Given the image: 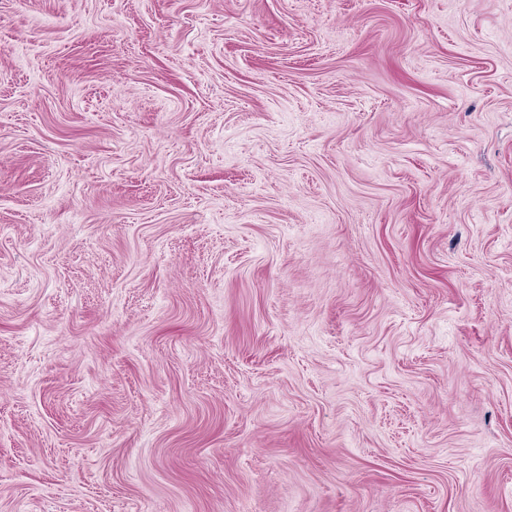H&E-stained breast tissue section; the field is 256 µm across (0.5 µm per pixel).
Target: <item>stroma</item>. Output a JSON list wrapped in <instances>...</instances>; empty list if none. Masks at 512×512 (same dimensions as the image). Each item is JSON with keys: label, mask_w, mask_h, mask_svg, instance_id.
Returning a JSON list of instances; mask_svg holds the SVG:
<instances>
[{"label": "stroma", "mask_w": 512, "mask_h": 512, "mask_svg": "<svg viewBox=\"0 0 512 512\" xmlns=\"http://www.w3.org/2000/svg\"><path fill=\"white\" fill-rule=\"evenodd\" d=\"M0 512H512V0H0Z\"/></svg>", "instance_id": "35a3bbf8"}]
</instances>
